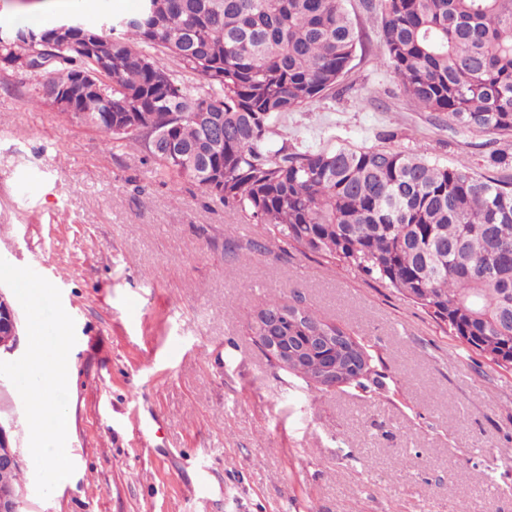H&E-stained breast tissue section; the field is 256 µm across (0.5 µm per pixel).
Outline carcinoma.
Instances as JSON below:
<instances>
[{"instance_id": "carcinoma-1", "label": "carcinoma", "mask_w": 512, "mask_h": 512, "mask_svg": "<svg viewBox=\"0 0 512 512\" xmlns=\"http://www.w3.org/2000/svg\"><path fill=\"white\" fill-rule=\"evenodd\" d=\"M381 40L420 109L512 132V0H382ZM88 39L16 27L0 64L46 87L92 72L69 112L114 144L144 142L158 175L186 177L290 246L353 266L426 309L469 350L512 370V180L379 148L290 152L273 120L311 107L349 71L359 38L344 0H139ZM107 58L104 72L85 41ZM172 59L174 67L160 63ZM202 81L187 89L184 76ZM301 310L285 334L327 325Z\"/></svg>"}]
</instances>
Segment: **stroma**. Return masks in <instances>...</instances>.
I'll return each instance as SVG.
<instances>
[{"label": "stroma", "instance_id": "35a3bbf8", "mask_svg": "<svg viewBox=\"0 0 512 512\" xmlns=\"http://www.w3.org/2000/svg\"><path fill=\"white\" fill-rule=\"evenodd\" d=\"M360 43L335 91L275 123L296 151L418 152L512 178V135L439 123L385 57L381 0H345ZM138 0H0V26L133 13ZM0 67V255L38 264L75 321L74 473L41 498L12 431L20 512H512V372L353 268L274 239L195 182L153 175L145 146L35 101ZM341 326L371 355L363 385L321 391L274 365L251 325L270 297ZM152 419L138 435L132 415ZM209 485L207 500L196 487Z\"/></svg>", "mask_w": 512, "mask_h": 512}]
</instances>
